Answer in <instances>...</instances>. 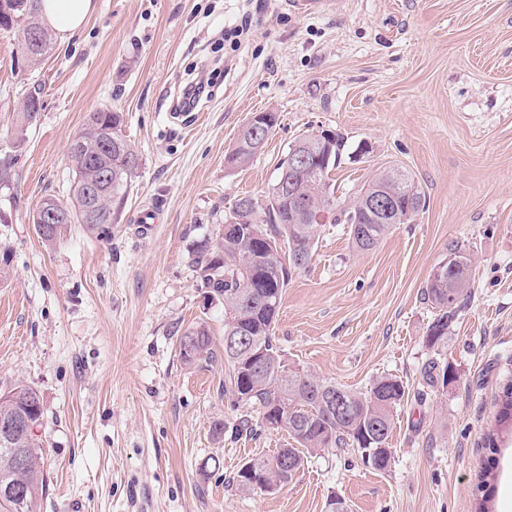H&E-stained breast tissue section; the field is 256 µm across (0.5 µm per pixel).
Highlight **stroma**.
<instances>
[{
  "mask_svg": "<svg viewBox=\"0 0 512 512\" xmlns=\"http://www.w3.org/2000/svg\"><path fill=\"white\" fill-rule=\"evenodd\" d=\"M79 33L55 36L36 68L0 29V391L42 399L50 480L36 512H474L512 379V0H333L307 13L292 0H96ZM217 69L201 118L173 117L183 86ZM43 88L41 117L14 142L18 105ZM123 113L141 165L111 241L72 224L46 247L29 216L66 199L68 147L88 113ZM278 113L265 150L243 169L225 156L254 112ZM341 132L370 151L332 171L337 197L377 169L410 171L426 198L411 223L357 250L325 225L306 269L283 291L274 336L290 366L367 392L383 375L406 393L393 412L384 470L351 448L309 456L282 490L228 483L286 432L214 438L238 412L223 358L185 366L180 336L206 323L224 345V307L207 303L188 259L218 235L237 198L265 204L281 158L301 136ZM157 211L156 224L138 219ZM474 259L472 293L443 344L426 343L435 311L422 290L450 248ZM454 382H425L429 360ZM491 512H512V429L499 430Z\"/></svg>",
  "mask_w": 512,
  "mask_h": 512,
  "instance_id": "35a3bbf8",
  "label": "stroma"
}]
</instances>
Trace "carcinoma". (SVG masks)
Masks as SVG:
<instances>
[{"label":"carcinoma","mask_w":512,"mask_h":512,"mask_svg":"<svg viewBox=\"0 0 512 512\" xmlns=\"http://www.w3.org/2000/svg\"><path fill=\"white\" fill-rule=\"evenodd\" d=\"M40 0H0V18L16 16L20 50L29 51L41 59L53 47L52 34L39 18ZM41 36L40 43L31 45L29 31ZM123 113L108 107L89 113L86 127L71 141L72 182L69 200L64 202L47 196L43 201L55 205L63 219L55 224H43L36 229L42 243L55 245L69 224H80L87 234L96 238H112V225L121 221L132 187V179L140 166V157L123 132ZM261 150L254 149L245 128H240L232 150L225 156L233 168L248 165ZM347 153V140L333 133L332 138L314 146L310 168L293 171L288 159L278 167L279 174L269 190L264 213L258 208L243 213L241 200L231 206L216 241L204 240L191 251V264L202 287L211 299L224 304V333L236 329L246 337L236 354L224 350L228 378L224 396L235 407L248 412L231 424L217 421L213 435L220 438L224 430L239 437L253 436L262 430H284L293 445L281 448L274 455H259L248 459L254 476H261L284 488L292 482L304 465L305 454L327 448L352 447L363 463L375 470H384L391 460L389 438L393 426L392 411L403 400V382L392 376L377 379L363 394L352 391L315 375L288 370V364L273 336L284 288L293 273L303 269L295 256L303 253L312 260L322 229L327 224H344L354 246L360 251L374 249L393 229L391 224H368V235H360L362 217L359 196L371 194L388 185L391 168L375 171L367 185L349 199L336 198V185L331 172L339 167ZM293 181L295 195L311 201L322 221L302 224L297 220L294 200L288 196V181ZM399 197L398 224H407L425 207L420 191L408 193L393 187ZM288 255H282L283 247ZM450 254L458 257L467 275L448 282V277L429 275L424 296L436 315L427 331V343L433 347L448 337L459 305L469 298L473 288L470 254L455 247ZM454 295L448 296V288ZM260 372H252L254 351ZM181 360L192 365L202 358L214 357V341L204 324L186 331L179 340ZM450 366L430 360L424 369L429 383L448 384ZM331 387L342 398V407H333L318 396ZM497 424L512 426V384L498 396ZM43 408L39 392L18 383L0 392V424H14L11 432L0 429V489L13 485L24 492L14 498L0 492V512H34L36 502L47 495L49 479L44 470L42 442L38 430L42 427ZM493 479L492 469L479 476L482 491L476 512H489Z\"/></svg>","instance_id":"carcinoma-1"}]
</instances>
